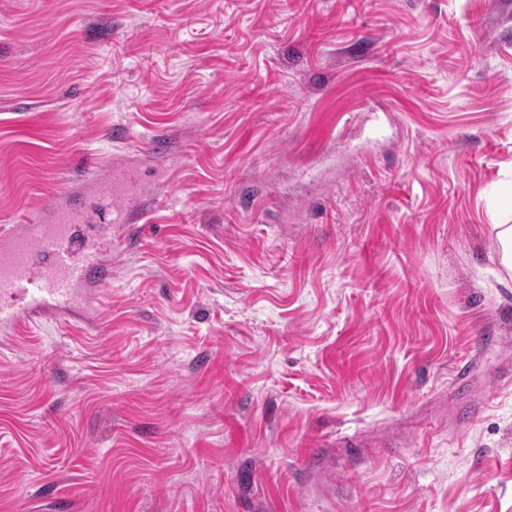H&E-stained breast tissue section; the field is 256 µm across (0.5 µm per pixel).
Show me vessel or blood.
Wrapping results in <instances>:
<instances>
[{
	"label": "vessel or blood",
	"instance_id": "b4317fda",
	"mask_svg": "<svg viewBox=\"0 0 512 512\" xmlns=\"http://www.w3.org/2000/svg\"><path fill=\"white\" fill-rule=\"evenodd\" d=\"M139 169L95 166L92 191L99 207L72 197L51 203L41 219L0 235V333L48 315L86 313L90 300L112 284V229L138 222L153 202L140 194Z\"/></svg>",
	"mask_w": 512,
	"mask_h": 512
}]
</instances>
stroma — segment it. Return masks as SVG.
I'll return each instance as SVG.
<instances>
[{
    "instance_id": "obj_1",
    "label": "stroma",
    "mask_w": 512,
    "mask_h": 512,
    "mask_svg": "<svg viewBox=\"0 0 512 512\" xmlns=\"http://www.w3.org/2000/svg\"><path fill=\"white\" fill-rule=\"evenodd\" d=\"M91 156L157 207L0 354V512H512V0H0V233Z\"/></svg>"
}]
</instances>
